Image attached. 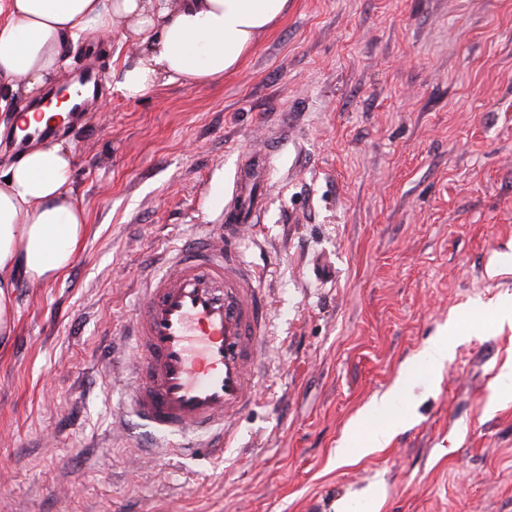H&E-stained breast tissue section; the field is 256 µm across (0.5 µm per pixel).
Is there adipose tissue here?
<instances>
[{
  "label": "adipose tissue",
  "instance_id": "ef3b65f1",
  "mask_svg": "<svg viewBox=\"0 0 512 512\" xmlns=\"http://www.w3.org/2000/svg\"><path fill=\"white\" fill-rule=\"evenodd\" d=\"M289 0H10L0 26V91L17 80L28 89L55 81L70 41L126 31L139 45L120 87L140 97L163 82L200 85L233 73L260 35L288 12ZM73 155L47 140L24 152L0 177V336L15 327L19 281L63 275L87 236L72 196Z\"/></svg>",
  "mask_w": 512,
  "mask_h": 512
}]
</instances>
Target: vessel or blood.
Segmentation results:
<instances>
[{
	"label": "vessel or blood",
	"mask_w": 512,
	"mask_h": 512,
	"mask_svg": "<svg viewBox=\"0 0 512 512\" xmlns=\"http://www.w3.org/2000/svg\"><path fill=\"white\" fill-rule=\"evenodd\" d=\"M264 166L240 157L215 236L171 249L133 307L139 362L125 405L154 432L174 436V454L189 450L193 434L231 438L253 404L257 353L272 334L260 286L267 270L242 257L236 242L264 206L257 188Z\"/></svg>",
	"instance_id": "b4317fda"
}]
</instances>
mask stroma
Returning <instances> with one entry per match:
<instances>
[{"label": "stroma", "mask_w": 512, "mask_h": 512, "mask_svg": "<svg viewBox=\"0 0 512 512\" xmlns=\"http://www.w3.org/2000/svg\"><path fill=\"white\" fill-rule=\"evenodd\" d=\"M138 53L80 42L57 76L100 78L56 134L89 231L17 288L0 512H512V322L470 317L512 302V0H290L233 74L133 99ZM269 146L241 238L277 327L257 403L233 447L158 456L116 411L134 290Z\"/></svg>", "instance_id": "stroma-1"}]
</instances>
